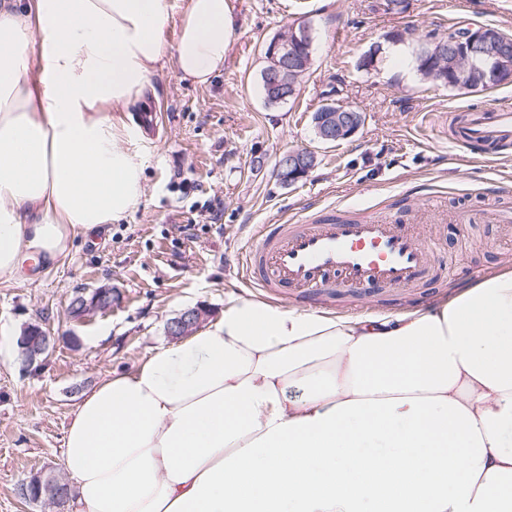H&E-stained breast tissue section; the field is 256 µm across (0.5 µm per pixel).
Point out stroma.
I'll list each match as a JSON object with an SVG mask.
<instances>
[{
	"instance_id": "1",
	"label": "stroma",
	"mask_w": 512,
	"mask_h": 512,
	"mask_svg": "<svg viewBox=\"0 0 512 512\" xmlns=\"http://www.w3.org/2000/svg\"><path fill=\"white\" fill-rule=\"evenodd\" d=\"M234 18L223 68L209 82L181 80L173 64L151 78L148 100L162 112L146 135L145 197L125 221L103 225L95 242L32 279L0 285V512H53L20 498L18 485L44 467L64 472L65 432L81 394L112 373L134 370L172 345L167 322L203 307L210 319L228 296L264 300L244 287L238 260L257 224H283L332 208L358 219L417 223L435 238V276L420 288L304 294L283 307L339 316L392 317L448 302L470 277L512 271V154L495 157L448 139L449 115L512 105V83L464 94L425 80L414 67L419 45L449 27L474 23L512 34V0H230ZM311 28L312 60L297 94L266 104L263 46L289 29ZM405 34L396 42V34ZM402 47L403 57L390 54ZM376 51L373 70L359 60ZM335 101L365 114L351 138L320 143L311 116ZM306 148L317 162L283 185L276 163ZM444 213L425 218L431 197ZM469 222L461 225L456 214ZM112 287V306L83 321L67 307L79 291ZM57 335L43 365L23 371L13 346L24 326ZM79 339L66 342V335Z\"/></svg>"
}]
</instances>
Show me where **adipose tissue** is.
I'll list each match as a JSON object with an SVG mask.
<instances>
[{
  "label": "adipose tissue",
  "instance_id": "ef3b65f1",
  "mask_svg": "<svg viewBox=\"0 0 512 512\" xmlns=\"http://www.w3.org/2000/svg\"><path fill=\"white\" fill-rule=\"evenodd\" d=\"M0 0V282L141 202L126 108L224 65L229 0ZM512 272L386 319L233 297L85 392L74 512H512Z\"/></svg>",
  "mask_w": 512,
  "mask_h": 512
}]
</instances>
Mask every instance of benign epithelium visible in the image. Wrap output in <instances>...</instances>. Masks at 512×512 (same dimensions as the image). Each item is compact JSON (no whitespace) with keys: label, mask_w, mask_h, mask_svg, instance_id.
Returning <instances> with one entry per match:
<instances>
[{"label":"benign epithelium","mask_w":512,"mask_h":512,"mask_svg":"<svg viewBox=\"0 0 512 512\" xmlns=\"http://www.w3.org/2000/svg\"><path fill=\"white\" fill-rule=\"evenodd\" d=\"M312 44L310 29L306 26L292 28L288 36L276 38L269 43L265 82V100L277 103L283 99V87L295 88V83L311 61V54L301 55L297 48ZM433 61L448 69V83L461 89L470 86L468 75L475 71L474 61L488 59L491 64L480 70L487 85L503 83L512 79V44L501 40L486 27L469 28L467 34L450 36L435 42ZM364 124V115L349 107L332 103L314 122L318 141L325 144L338 143L354 136ZM314 152L307 149L283 154L277 163L278 178L289 185L306 176L315 166ZM112 304V286L98 287L95 295L84 301L80 319L84 320L105 310L104 304ZM208 312L201 307L187 309L172 318L167 329L169 335L178 338L195 332L206 320ZM55 337L39 325H26L18 344L23 368L34 370L43 363L42 355L53 345ZM28 483L40 488L37 501H48L63 512L66 504L63 481L51 469L34 473Z\"/></svg>","instance_id":"obj_1"}]
</instances>
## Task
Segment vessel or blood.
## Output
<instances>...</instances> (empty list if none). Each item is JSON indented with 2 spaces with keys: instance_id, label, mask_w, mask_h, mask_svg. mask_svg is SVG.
Segmentation results:
<instances>
[{
  "instance_id": "b4317fda",
  "label": "vessel or blood",
  "mask_w": 512,
  "mask_h": 512,
  "mask_svg": "<svg viewBox=\"0 0 512 512\" xmlns=\"http://www.w3.org/2000/svg\"><path fill=\"white\" fill-rule=\"evenodd\" d=\"M449 137L473 147L512 145V107L465 113ZM433 242L412 224L387 217L360 221L328 212L287 224L257 225L242 258L249 287L282 296L285 289L415 288L430 272Z\"/></svg>"
}]
</instances>
